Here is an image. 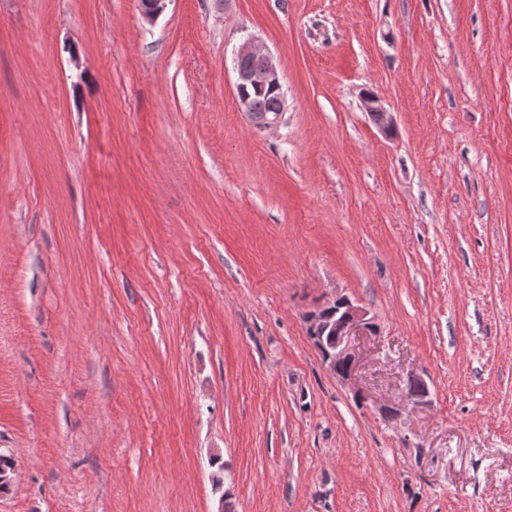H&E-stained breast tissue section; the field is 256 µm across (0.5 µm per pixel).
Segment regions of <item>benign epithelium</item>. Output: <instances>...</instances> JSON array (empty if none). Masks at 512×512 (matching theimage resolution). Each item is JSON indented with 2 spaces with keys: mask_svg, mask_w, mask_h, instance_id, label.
<instances>
[{
  "mask_svg": "<svg viewBox=\"0 0 512 512\" xmlns=\"http://www.w3.org/2000/svg\"><path fill=\"white\" fill-rule=\"evenodd\" d=\"M169 0H139V11L142 18L148 22H154L165 10ZM234 71L236 74L235 90L241 91L248 86H271L279 91L278 111L273 116H263L254 119L255 125L263 130L278 127L286 111V98L283 91L282 73L275 59L266 48L254 41L244 42L236 51L234 58ZM362 104L365 110L379 114V123L385 131L391 130L392 120L387 115L378 97L364 95ZM343 307V314L336 318V323L319 325L314 322L306 323V331L310 336H334L336 337V360L344 363V370L340 371L338 378L343 381L354 379L359 367L360 356L351 345L354 336H368L374 333V322L367 318V312L355 305L345 296H338ZM427 396L415 389L406 390L404 398L398 401H390L383 404L380 410L387 416H399L407 409V405L418 406Z\"/></svg>",
  "mask_w": 512,
  "mask_h": 512,
  "instance_id": "1",
  "label": "benign epithelium"
}]
</instances>
